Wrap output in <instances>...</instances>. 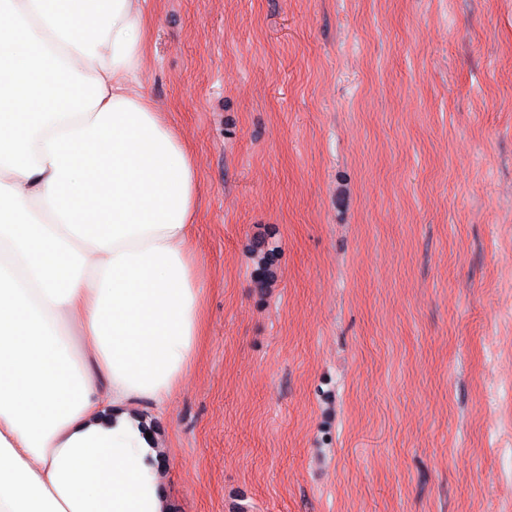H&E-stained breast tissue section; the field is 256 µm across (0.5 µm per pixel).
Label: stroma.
Instances as JSON below:
<instances>
[{
    "label": "stroma",
    "mask_w": 512,
    "mask_h": 512,
    "mask_svg": "<svg viewBox=\"0 0 512 512\" xmlns=\"http://www.w3.org/2000/svg\"><path fill=\"white\" fill-rule=\"evenodd\" d=\"M152 8L206 283L143 412L173 512H512V0Z\"/></svg>",
    "instance_id": "35a3bbf8"
}]
</instances>
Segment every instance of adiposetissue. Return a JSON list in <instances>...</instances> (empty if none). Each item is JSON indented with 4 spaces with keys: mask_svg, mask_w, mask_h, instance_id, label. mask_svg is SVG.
I'll use <instances>...</instances> for the list:
<instances>
[{
    "mask_svg": "<svg viewBox=\"0 0 512 512\" xmlns=\"http://www.w3.org/2000/svg\"><path fill=\"white\" fill-rule=\"evenodd\" d=\"M148 0H0V512H169L205 334L199 170L145 92Z\"/></svg>",
    "mask_w": 512,
    "mask_h": 512,
    "instance_id": "ef3b65f1",
    "label": "adipose tissue"
}]
</instances>
